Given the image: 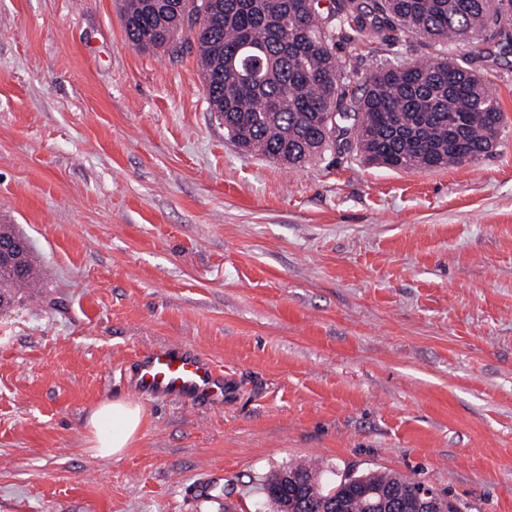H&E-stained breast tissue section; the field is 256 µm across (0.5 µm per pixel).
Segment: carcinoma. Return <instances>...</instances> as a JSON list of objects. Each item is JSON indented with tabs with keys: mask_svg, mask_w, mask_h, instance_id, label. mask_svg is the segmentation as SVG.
<instances>
[{
	"mask_svg": "<svg viewBox=\"0 0 512 512\" xmlns=\"http://www.w3.org/2000/svg\"><path fill=\"white\" fill-rule=\"evenodd\" d=\"M129 42L144 51H197L215 117L239 150L290 168L330 151L344 135L365 160L398 170L460 165L487 154L504 121L494 83L464 61L442 58L379 67L351 88L336 46L357 40L433 44L512 54V0H122ZM32 246L22 269L0 276V296L38 275ZM288 471L309 496L288 488L295 512H365L350 484L423 485L393 472H345L331 487L307 466Z\"/></svg>",
	"mask_w": 512,
	"mask_h": 512,
	"instance_id": "cac0c4a2",
	"label": "carcinoma"
}]
</instances>
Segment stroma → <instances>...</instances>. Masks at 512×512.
<instances>
[{"mask_svg": "<svg viewBox=\"0 0 512 512\" xmlns=\"http://www.w3.org/2000/svg\"><path fill=\"white\" fill-rule=\"evenodd\" d=\"M120 0H0V224L38 287L0 311V512H270L295 463L413 476L461 512H512V55L409 37L336 54L467 56L505 115L490 153L395 170L333 150L247 156L195 50L144 52ZM178 344L223 408L148 402L118 460L85 418L123 366Z\"/></svg>", "mask_w": 512, "mask_h": 512, "instance_id": "1", "label": "stroma"}]
</instances>
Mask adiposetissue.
Masks as SVG:
<instances>
[{"instance_id":"ef3b65f1","label":"adipose tissue","mask_w":512,"mask_h":512,"mask_svg":"<svg viewBox=\"0 0 512 512\" xmlns=\"http://www.w3.org/2000/svg\"><path fill=\"white\" fill-rule=\"evenodd\" d=\"M144 424L145 412L139 403L124 398L100 403L90 411L85 422L93 457L120 459Z\"/></svg>"}]
</instances>
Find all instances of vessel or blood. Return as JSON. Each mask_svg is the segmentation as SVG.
Instances as JSON below:
<instances>
[{"label":"vessel or blood","mask_w":512,"mask_h":512,"mask_svg":"<svg viewBox=\"0 0 512 512\" xmlns=\"http://www.w3.org/2000/svg\"><path fill=\"white\" fill-rule=\"evenodd\" d=\"M124 375L142 399L222 405L224 373L205 356L177 345L142 352Z\"/></svg>","instance_id":"b4317fda"}]
</instances>
